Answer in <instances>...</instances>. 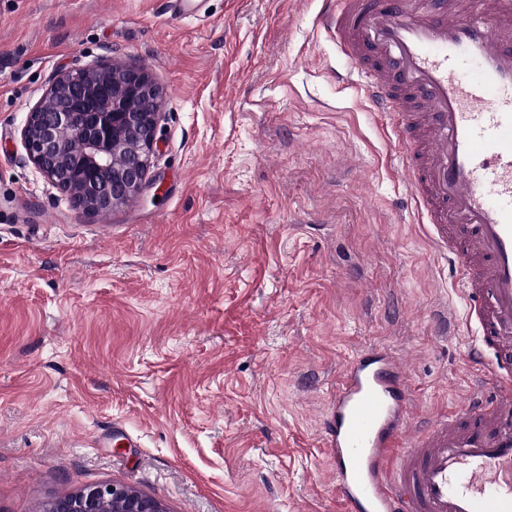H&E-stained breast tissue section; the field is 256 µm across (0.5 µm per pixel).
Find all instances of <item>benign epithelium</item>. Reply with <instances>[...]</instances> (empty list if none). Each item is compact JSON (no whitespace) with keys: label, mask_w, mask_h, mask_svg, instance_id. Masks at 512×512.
I'll return each instance as SVG.
<instances>
[{"label":"benign epithelium","mask_w":512,"mask_h":512,"mask_svg":"<svg viewBox=\"0 0 512 512\" xmlns=\"http://www.w3.org/2000/svg\"><path fill=\"white\" fill-rule=\"evenodd\" d=\"M160 97L143 68L98 64L61 71L26 115L20 136L27 158L75 209L108 214L148 188ZM45 512L167 509L130 487L103 483L52 499Z\"/></svg>","instance_id":"7a95c632"}]
</instances>
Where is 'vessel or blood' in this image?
Segmentation results:
<instances>
[{
    "label": "vessel or blood",
    "mask_w": 512,
    "mask_h": 512,
    "mask_svg": "<svg viewBox=\"0 0 512 512\" xmlns=\"http://www.w3.org/2000/svg\"><path fill=\"white\" fill-rule=\"evenodd\" d=\"M319 22L390 119L483 378L418 429L398 358L359 352L322 422L341 512H512V0H325Z\"/></svg>",
    "instance_id": "b4317fda"
}]
</instances>
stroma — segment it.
Segmentation results:
<instances>
[{
    "label": "stroma",
    "instance_id": "1",
    "mask_svg": "<svg viewBox=\"0 0 512 512\" xmlns=\"http://www.w3.org/2000/svg\"><path fill=\"white\" fill-rule=\"evenodd\" d=\"M323 0H0V512L116 483L169 512H340L322 415L391 349L415 422L462 410L475 331ZM161 88L151 186L88 218L20 130L60 71Z\"/></svg>",
    "mask_w": 512,
    "mask_h": 512
}]
</instances>
